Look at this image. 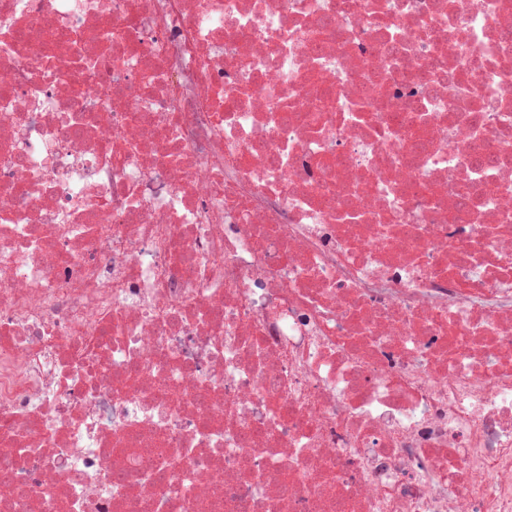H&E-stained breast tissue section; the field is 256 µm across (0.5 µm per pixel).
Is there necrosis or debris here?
Segmentation results:
<instances>
[{
  "instance_id": "obj_1",
  "label": "necrosis or debris",
  "mask_w": 512,
  "mask_h": 512,
  "mask_svg": "<svg viewBox=\"0 0 512 512\" xmlns=\"http://www.w3.org/2000/svg\"><path fill=\"white\" fill-rule=\"evenodd\" d=\"M0 456V512H512V0H0Z\"/></svg>"
}]
</instances>
